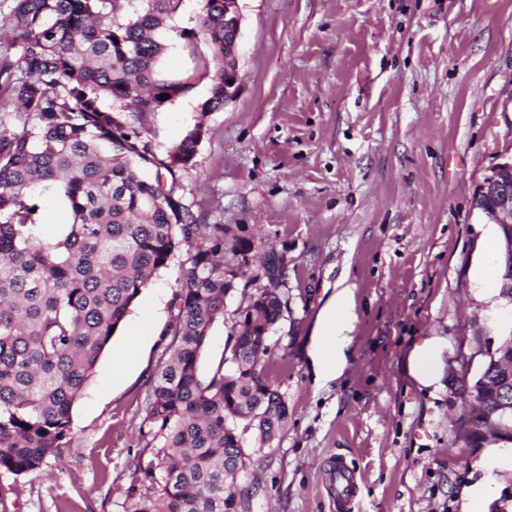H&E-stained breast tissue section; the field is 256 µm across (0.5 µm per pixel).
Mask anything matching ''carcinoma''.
<instances>
[{"label": "carcinoma", "instance_id": "1", "mask_svg": "<svg viewBox=\"0 0 512 512\" xmlns=\"http://www.w3.org/2000/svg\"><path fill=\"white\" fill-rule=\"evenodd\" d=\"M120 0H11L0 14V471H38L69 446L70 412L134 301L181 250L163 350L149 378L140 435L151 449L134 464L131 512H248L249 493L224 492L249 461L244 435L269 446L288 420L264 364L270 329L287 308L284 256L261 253L267 284L238 312L232 366L208 379L198 361L233 288L224 276V225L200 224L177 173L196 156V125L162 157L137 126L207 80L203 111L224 105V0H201L197 27L158 36L166 12L116 19ZM197 59L159 77L172 45ZM168 98L162 100L160 95ZM122 102L107 109L101 100ZM70 214L45 232L41 200ZM246 423L245 430L238 422Z\"/></svg>", "mask_w": 512, "mask_h": 512}]
</instances>
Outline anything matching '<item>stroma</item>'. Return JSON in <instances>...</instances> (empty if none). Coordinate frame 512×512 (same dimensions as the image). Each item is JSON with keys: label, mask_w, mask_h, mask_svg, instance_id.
<instances>
[{"label": "stroma", "mask_w": 512, "mask_h": 512, "mask_svg": "<svg viewBox=\"0 0 512 512\" xmlns=\"http://www.w3.org/2000/svg\"><path fill=\"white\" fill-rule=\"evenodd\" d=\"M240 89L206 112L208 82L141 115L157 153L196 124L206 134L180 192L203 224L224 227L235 271L224 314L198 363L208 377L230 358L237 313L265 285L261 251L288 259V308L268 339L270 369L288 405L272 448L248 441L238 479L251 512H336L328 469L358 473L351 512H460L463 485L512 489V470H488L472 441L468 387L512 306L480 283L499 275L498 225L474 209L476 185L512 157V0H239ZM251 245L247 256L233 248ZM177 262L142 290L70 413L71 445L40 472L0 471L6 512H127L138 429L170 319ZM354 287L349 363L316 386L306 346L340 281ZM154 323L120 381L112 355L130 324ZM441 341L437 388L413 379L407 359Z\"/></svg>", "instance_id": "stroma-1"}]
</instances>
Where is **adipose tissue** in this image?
<instances>
[{"label": "adipose tissue", "instance_id": "1", "mask_svg": "<svg viewBox=\"0 0 512 512\" xmlns=\"http://www.w3.org/2000/svg\"><path fill=\"white\" fill-rule=\"evenodd\" d=\"M356 319L352 285H338L317 314L307 348L316 384H328L344 373Z\"/></svg>", "mask_w": 512, "mask_h": 512}]
</instances>
